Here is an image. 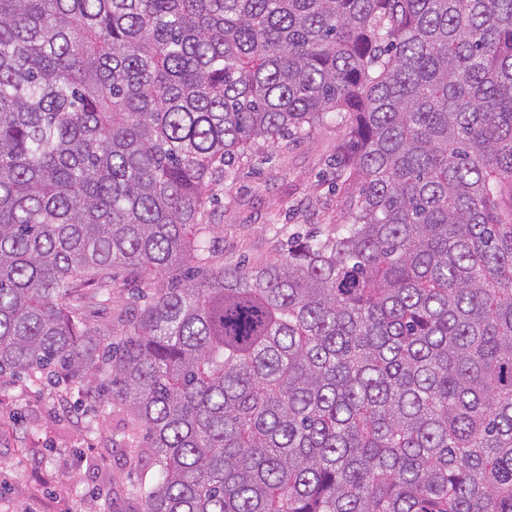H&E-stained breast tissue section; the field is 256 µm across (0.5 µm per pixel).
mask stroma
<instances>
[{"label": "stroma", "mask_w": 512, "mask_h": 512, "mask_svg": "<svg viewBox=\"0 0 512 512\" xmlns=\"http://www.w3.org/2000/svg\"><path fill=\"white\" fill-rule=\"evenodd\" d=\"M346 129L328 122L288 144L261 148L252 165L213 183L206 208L213 266L256 268L284 254L290 237L327 235L340 196L329 161ZM67 392L0 378V512H138L157 473L129 446L118 407L80 410Z\"/></svg>", "instance_id": "35a3bbf8"}]
</instances>
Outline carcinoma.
Instances as JSON below:
<instances>
[{
	"mask_svg": "<svg viewBox=\"0 0 512 512\" xmlns=\"http://www.w3.org/2000/svg\"><path fill=\"white\" fill-rule=\"evenodd\" d=\"M329 119L336 234L210 267L208 188ZM16 374L125 408L141 512H512V0H0ZM132 306L133 299L129 297L126 290H114V294H112V302L101 305L99 309L96 310V313L94 314L95 316L93 317L95 324L103 327L107 324H111L112 322V327L120 329L122 324H124L120 320L126 319V316Z\"/></svg>",
	"mask_w": 512,
	"mask_h": 512,
	"instance_id": "1",
	"label": "carcinoma"
}]
</instances>
